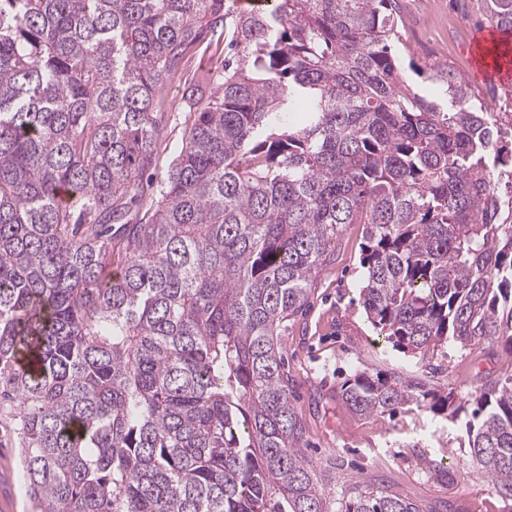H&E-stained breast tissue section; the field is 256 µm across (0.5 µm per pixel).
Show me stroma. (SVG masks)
Segmentation results:
<instances>
[{"label":"stroma","mask_w":512,"mask_h":512,"mask_svg":"<svg viewBox=\"0 0 512 512\" xmlns=\"http://www.w3.org/2000/svg\"><path fill=\"white\" fill-rule=\"evenodd\" d=\"M406 49L403 61L452 65L477 90L468 52L476 25L459 28L455 0H402ZM362 227L347 225L336 259L319 273L310 309L289 322L282 338L292 381L293 404L306 426L305 452L326 471L324 491L339 508L347 489L360 484L413 500L423 512H512L486 475L467 457L464 416L433 414L410 405L359 416L338 399L343 383L362 369L421 370L420 357L404 355L377 336L359 298ZM434 385L468 399L477 386L512 375V353L499 345L449 342L433 358ZM10 408L0 405V512H31L22 479ZM447 466L448 477L431 476L425 460Z\"/></svg>","instance_id":"1"}]
</instances>
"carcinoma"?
Here are the masks:
<instances>
[{"mask_svg": "<svg viewBox=\"0 0 512 512\" xmlns=\"http://www.w3.org/2000/svg\"><path fill=\"white\" fill-rule=\"evenodd\" d=\"M465 5L512 32V0ZM400 24L399 0H0V400L34 512H330L279 336L349 224L392 347L512 351V134L450 66L408 77ZM207 32L234 50L209 95L181 78ZM339 398L465 410L424 372ZM473 402L471 461L512 500V376ZM164 95L173 102L174 108L168 113L166 118L167 126L164 130V136L166 138L168 148L166 152L161 155L159 162L160 170L166 169L171 160L179 152L184 132V121L186 118L185 112H181L178 108L181 91L179 92L177 85L175 84L167 88Z\"/></svg>", "mask_w": 512, "mask_h": 512, "instance_id": "obj_1", "label": "carcinoma"}]
</instances>
